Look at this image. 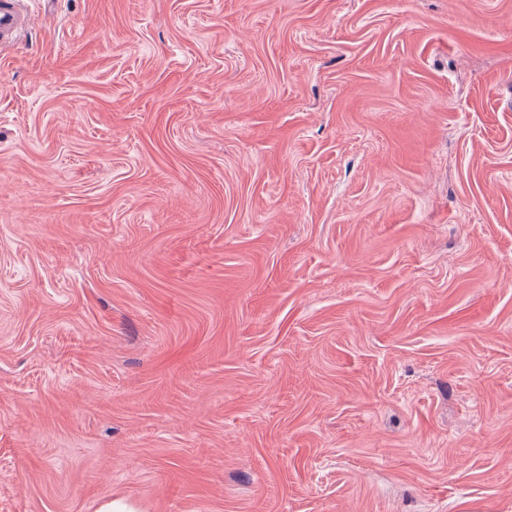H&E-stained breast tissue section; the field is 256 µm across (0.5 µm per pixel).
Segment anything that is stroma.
Segmentation results:
<instances>
[{
  "label": "stroma",
  "mask_w": 512,
  "mask_h": 512,
  "mask_svg": "<svg viewBox=\"0 0 512 512\" xmlns=\"http://www.w3.org/2000/svg\"><path fill=\"white\" fill-rule=\"evenodd\" d=\"M23 5L0 512H512V0Z\"/></svg>",
  "instance_id": "stroma-1"
}]
</instances>
